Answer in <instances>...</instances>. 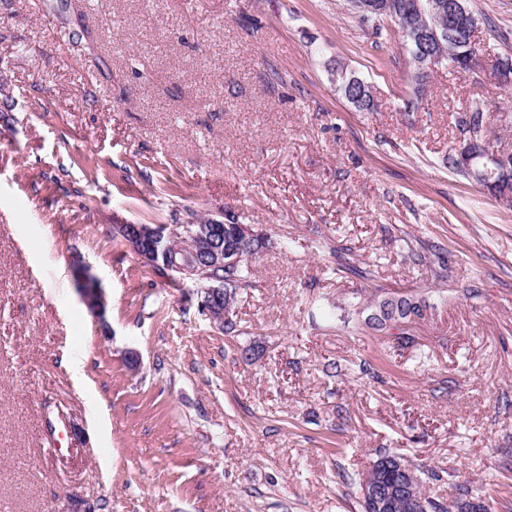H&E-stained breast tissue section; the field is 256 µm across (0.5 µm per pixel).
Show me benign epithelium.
<instances>
[{"instance_id": "obj_1", "label": "benign epithelium", "mask_w": 512, "mask_h": 512, "mask_svg": "<svg viewBox=\"0 0 512 512\" xmlns=\"http://www.w3.org/2000/svg\"><path fill=\"white\" fill-rule=\"evenodd\" d=\"M351 8L358 14L373 16L394 12L393 0H351ZM423 25L415 29L416 35L427 41L434 38L442 46V37L448 44L462 49L460 56L465 72L477 70L479 61L477 30L468 14L466 0H432L428 10L422 12ZM484 146L482 132L467 131L461 139L454 162L457 168L475 172V162ZM494 172L501 176L488 183L489 190L504 202H512V185L503 179L512 174V155L496 154L489 157ZM112 233L120 237L147 266L172 273L182 269V262L171 249L173 227L167 224H114ZM260 237L251 224H237L233 244H224V225L199 224L191 234L192 249L189 256L212 270L236 266L246 254L253 251L254 241ZM82 299L99 319L104 318L106 298L103 289L90 277L83 266H75ZM200 308L218 327H223L224 279L213 276L200 285ZM359 499L364 512H384L403 501L410 512H427L426 503L417 493L413 482V468L399 459L386 462L379 469L366 472L360 484Z\"/></svg>"}]
</instances>
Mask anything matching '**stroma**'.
Returning <instances> with one entry per match:
<instances>
[{
	"label": "stroma",
	"instance_id": "35a3bbf8",
	"mask_svg": "<svg viewBox=\"0 0 512 512\" xmlns=\"http://www.w3.org/2000/svg\"><path fill=\"white\" fill-rule=\"evenodd\" d=\"M469 6L479 77L439 67L421 86L402 38H373L345 0H0V512H70L74 494L105 512H360L352 481L380 449L512 484V207L446 165L474 100L512 149L495 76L512 0ZM339 63L374 111L338 92ZM188 207L270 239L236 337L112 234ZM339 243L353 271L336 273ZM430 244L446 269L410 260ZM378 288L480 296L404 347L349 314ZM82 299L88 309L99 319L104 318L106 298L103 289L90 277L83 266H75Z\"/></svg>",
	"mask_w": 512,
	"mask_h": 512
}]
</instances>
